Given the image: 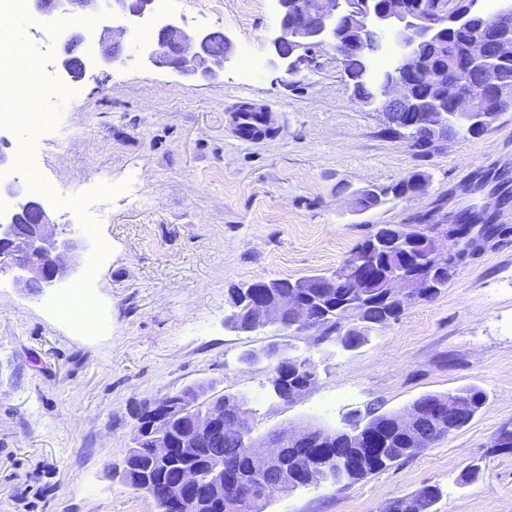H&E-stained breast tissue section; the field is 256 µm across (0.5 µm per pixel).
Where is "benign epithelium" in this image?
<instances>
[{
    "label": "benign epithelium",
    "mask_w": 512,
    "mask_h": 512,
    "mask_svg": "<svg viewBox=\"0 0 512 512\" xmlns=\"http://www.w3.org/2000/svg\"><path fill=\"white\" fill-rule=\"evenodd\" d=\"M155 0H34V10L39 16L56 13L99 14L103 25L93 37L72 36L64 43V56L59 65L69 75L79 70L85 75L90 70L114 63L122 52V39L135 23L154 12ZM281 6L279 26L271 39L277 58L291 71L304 60L309 50L324 47L332 50L336 57L345 59L350 51L336 37V12L341 8L340 0H279ZM410 8L408 0H387L385 6L375 12L362 15L365 29L373 34V42L366 55L391 47L394 56L393 69L371 79L375 92V103L385 117L409 131L416 142L434 140L439 134H448V121L443 120L432 126L428 138L418 133L420 122L412 114L420 112H445L444 105L453 104L457 114L476 115L477 102L483 89L496 91L495 67L497 62L512 58V10L505 9L493 27L495 36L483 34L468 43L466 75L473 69L480 70L481 85L467 84L466 93L459 88L463 81L448 82V92L423 104L415 102L409 93L410 86L420 73L416 52L417 44L447 26L451 18L471 15L480 18L477 0H468L459 13L451 7L435 5L426 13L421 25L405 28L397 20ZM233 50L226 35L216 31L202 32L188 28L176 21L159 25L151 48L143 51L146 60L155 68H171L180 72L204 73L212 68L224 67V62ZM17 199V209L8 218L0 220V270L18 272L17 287L30 294L66 279L74 270L79 259V243L73 227H63L52 220L43 205L30 199L22 192L18 181L0 185V192ZM435 263L426 275L399 273L388 279L385 288L389 297L399 307L424 298L434 279L455 266L460 260L459 253L448 254L439 244V233L427 234ZM266 284L259 280L243 286L242 310L254 316L251 331L268 326L280 330L291 329L293 335H304L319 329L307 299L290 295L280 300H269L261 296ZM286 349L273 347L262 354L246 352L240 362L250 365L261 359L269 362L280 359ZM317 381L316 371L299 383L290 384L285 379L272 380L274 395L288 403L311 389ZM208 396L204 392L192 395L179 394L171 401H153L149 405L152 421L142 430H136L130 447L136 448L143 442L149 447L141 449L154 462L162 463L178 446L185 450L201 447L224 432V417H229L244 435L245 446L262 460L278 461L287 448H302L309 444H321L338 433L345 436L354 448L372 451L379 447L375 435L363 432L360 426L346 428L336 433L322 428L305 426L288 428L269 433L257 440L252 437L253 411L244 397ZM445 414L465 415L464 407L452 397L438 399L430 404L426 419L438 424ZM396 426L416 429L420 421L418 410L411 406L391 413ZM315 482L314 466L295 469L288 478V486L307 487ZM171 512H201L203 505L212 498L227 497L240 512H248L252 493L248 486L234 485L224 489V465H217L210 477L201 476L198 469L187 467L180 472L176 485L167 489Z\"/></svg>",
    "instance_id": "benign-epithelium-1"
}]
</instances>
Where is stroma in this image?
Here are the masks:
<instances>
[{
	"label": "stroma",
	"instance_id": "stroma-1",
	"mask_svg": "<svg viewBox=\"0 0 512 512\" xmlns=\"http://www.w3.org/2000/svg\"><path fill=\"white\" fill-rule=\"evenodd\" d=\"M169 3L187 27L231 39L224 67L185 75L143 65L127 33L116 64L76 80L77 95L57 103L51 143L28 147L64 192L49 211L75 226L84 260L35 295L15 287L14 271L0 272V512H156L108 467L121 463L143 403L202 383L245 396L257 438L308 423L343 429L374 404L395 411L479 387L488 401L460 431L361 481L275 494L266 512H383L429 485L442 492L435 512H512V450L491 445L512 429V198H502L512 194V106L481 135L420 149L355 100L331 50H311L291 72L278 64L276 0ZM69 25L42 20L16 36L42 54L44 80L60 75L49 33ZM246 50L260 67L245 79ZM244 103L271 107L266 135L238 136L230 115ZM415 172L429 177L425 195L356 212L354 191ZM102 180L113 193L76 216L75 195ZM475 203L496 232L436 296L359 349L226 324L230 288L331 273L376 225L428 229ZM103 239L111 257L90 271ZM87 279L106 320L95 336L76 335L51 308ZM284 345L319 369L316 385L288 403L273 395L266 363L239 362Z\"/></svg>",
	"mask_w": 512,
	"mask_h": 512
}]
</instances>
